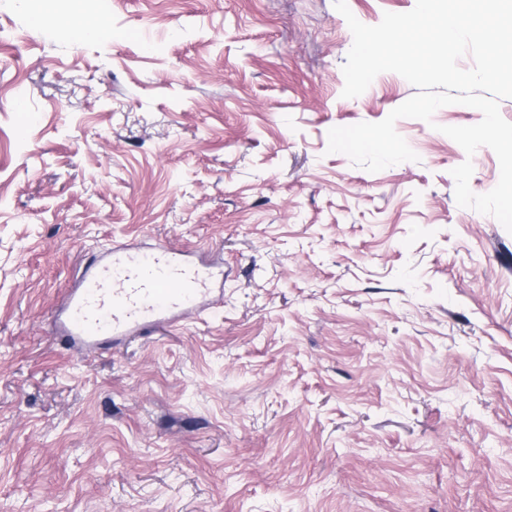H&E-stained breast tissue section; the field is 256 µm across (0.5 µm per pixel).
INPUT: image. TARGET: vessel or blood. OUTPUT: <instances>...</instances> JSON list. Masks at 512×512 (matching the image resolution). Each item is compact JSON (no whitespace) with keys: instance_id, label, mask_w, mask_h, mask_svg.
Listing matches in <instances>:
<instances>
[{"instance_id":"vessel-or-blood-1","label":"vessel or blood","mask_w":512,"mask_h":512,"mask_svg":"<svg viewBox=\"0 0 512 512\" xmlns=\"http://www.w3.org/2000/svg\"><path fill=\"white\" fill-rule=\"evenodd\" d=\"M218 277L164 244L115 250L85 273L55 315L56 338L84 356L106 339L145 337L209 306Z\"/></svg>"}]
</instances>
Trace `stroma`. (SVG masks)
Here are the masks:
<instances>
[{
	"label": "stroma",
	"mask_w": 512,
	"mask_h": 512,
	"mask_svg": "<svg viewBox=\"0 0 512 512\" xmlns=\"http://www.w3.org/2000/svg\"><path fill=\"white\" fill-rule=\"evenodd\" d=\"M81 40L0 0V512H512V234L499 161L441 126L371 173L336 126L333 0H112ZM25 97L28 109L15 111ZM232 266L213 308L92 357L52 335L92 259Z\"/></svg>",
	"instance_id": "35a3bbf8"
}]
</instances>
